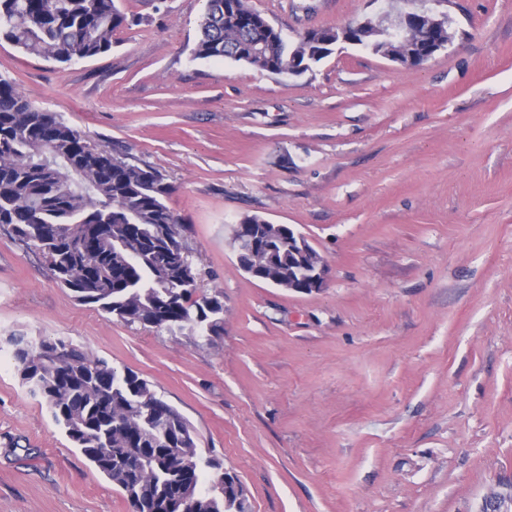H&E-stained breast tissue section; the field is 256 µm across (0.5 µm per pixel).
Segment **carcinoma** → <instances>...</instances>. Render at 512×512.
<instances>
[{
  "mask_svg": "<svg viewBox=\"0 0 512 512\" xmlns=\"http://www.w3.org/2000/svg\"><path fill=\"white\" fill-rule=\"evenodd\" d=\"M128 25L115 0H0V39L67 63L112 49ZM333 28L306 32L291 46L248 0H204L193 59H230L277 75L309 71L328 56ZM172 186L126 151L90 142L59 115L40 110L0 75V229L40 253L75 300L96 304L126 324L224 335L223 293L196 297L184 226L167 206ZM257 251L238 250L243 272L261 261L288 270V227L259 215L240 220ZM58 357L13 338L23 385L54 422L139 512H172L185 493L200 512H244L236 474L205 485L219 465L204 458L188 421L130 368L61 340Z\"/></svg>",
  "mask_w": 512,
  "mask_h": 512,
  "instance_id": "obj_1",
  "label": "carcinoma"
}]
</instances>
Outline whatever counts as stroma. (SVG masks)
Instances as JSON below:
<instances>
[{"label":"stroma","mask_w":512,"mask_h":512,"mask_svg":"<svg viewBox=\"0 0 512 512\" xmlns=\"http://www.w3.org/2000/svg\"><path fill=\"white\" fill-rule=\"evenodd\" d=\"M289 43L385 0H249ZM110 53L0 40V74L173 187L224 334L77 302L0 231V355L62 338L149 381L252 512H479L512 485V0H445L452 44L417 68L340 44L299 76L192 57L202 0H117ZM302 233L330 269L287 291L237 266L231 227ZM0 512H132L0 367Z\"/></svg>","instance_id":"obj_1"}]
</instances>
